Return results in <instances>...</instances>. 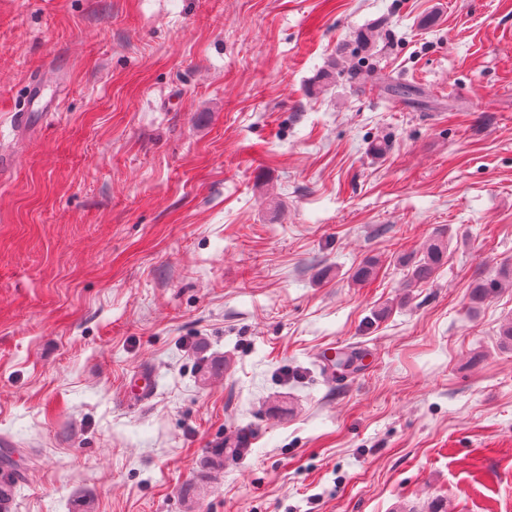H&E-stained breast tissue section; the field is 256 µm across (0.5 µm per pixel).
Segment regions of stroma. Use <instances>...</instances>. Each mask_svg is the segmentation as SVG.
I'll list each match as a JSON object with an SVG mask.
<instances>
[{"mask_svg":"<svg viewBox=\"0 0 512 512\" xmlns=\"http://www.w3.org/2000/svg\"><path fill=\"white\" fill-rule=\"evenodd\" d=\"M505 269L512 0H0L9 512H512ZM55 96L47 95L46 84L39 77L31 76L23 106L17 111L21 122L27 121L32 112H48L54 109ZM447 245L442 240L432 239L421 252L418 259L408 264L407 281L409 284L427 283L444 264ZM154 391V376L149 370L140 369L127 385V393L130 398L147 401Z\"/></svg>","mask_w":512,"mask_h":512,"instance_id":"1","label":"stroma"}]
</instances>
